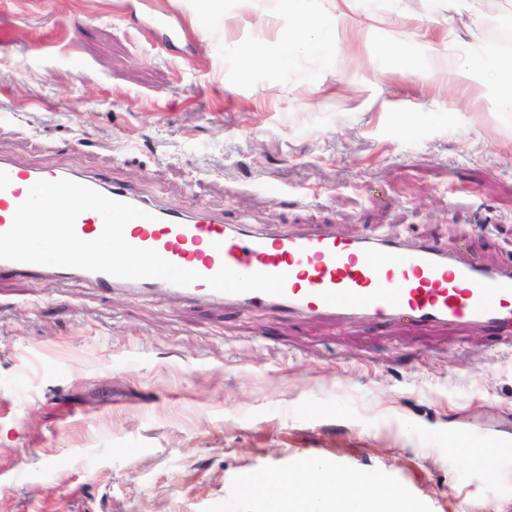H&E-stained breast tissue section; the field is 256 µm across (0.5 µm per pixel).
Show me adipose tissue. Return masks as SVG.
I'll return each mask as SVG.
<instances>
[{
    "mask_svg": "<svg viewBox=\"0 0 512 512\" xmlns=\"http://www.w3.org/2000/svg\"><path fill=\"white\" fill-rule=\"evenodd\" d=\"M245 496L259 512H413L396 488L316 463L286 477L271 475Z\"/></svg>",
    "mask_w": 512,
    "mask_h": 512,
    "instance_id": "obj_1",
    "label": "adipose tissue"
}]
</instances>
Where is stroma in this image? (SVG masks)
I'll use <instances>...</instances> for the list:
<instances>
[{
	"label": "stroma",
	"mask_w": 512,
	"mask_h": 512,
	"mask_svg": "<svg viewBox=\"0 0 512 512\" xmlns=\"http://www.w3.org/2000/svg\"><path fill=\"white\" fill-rule=\"evenodd\" d=\"M333 40L284 57L296 14ZM182 29L176 43L155 26ZM0 154L282 232L429 240L512 265L501 50L448 0H0ZM472 74L445 71L447 56ZM492 445L495 469L466 451ZM415 512H512V348L456 330L232 311L0 275V512H246L300 460ZM296 30L303 38L311 33H318L324 38H329L333 33V23L331 18L327 16L318 20L300 16L296 22Z\"/></svg>",
	"instance_id": "stroma-1"
}]
</instances>
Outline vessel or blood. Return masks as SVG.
<instances>
[{
	"instance_id": "b4317fda",
	"label": "vessel or blood",
	"mask_w": 512,
	"mask_h": 512,
	"mask_svg": "<svg viewBox=\"0 0 512 512\" xmlns=\"http://www.w3.org/2000/svg\"><path fill=\"white\" fill-rule=\"evenodd\" d=\"M68 178L109 198L144 210L130 221L125 238L138 248L156 250L170 263L202 274L187 287L159 278L125 280L80 269L0 260V272L30 279H71L102 290L142 296L162 295L188 304L221 303L233 309L255 307L288 315H322L345 321L408 319L454 327L481 324L512 335V266L491 270L462 262L423 243L413 249L387 241H359L310 225L271 234L225 223L223 216L199 209L181 212L152 202L127 187L73 167L21 166L0 155V233L13 222L29 187L40 180ZM79 238H98L103 227L92 211L76 220ZM228 266L241 274H286L283 295L214 291L207 276Z\"/></svg>"
}]
</instances>
